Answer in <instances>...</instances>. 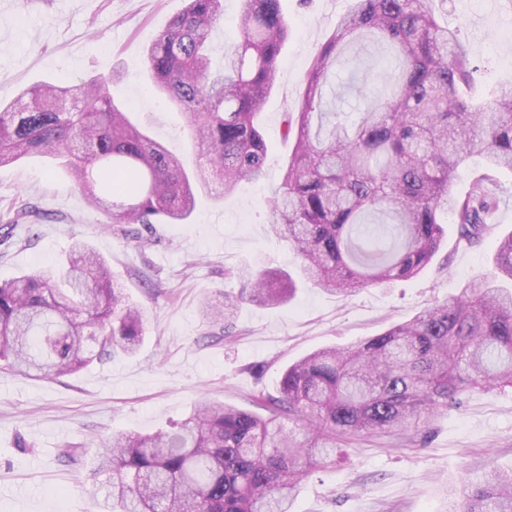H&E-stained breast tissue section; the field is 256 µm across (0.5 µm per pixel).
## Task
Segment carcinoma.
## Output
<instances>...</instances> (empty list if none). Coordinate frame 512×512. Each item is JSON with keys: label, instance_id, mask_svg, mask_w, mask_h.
Returning a JSON list of instances; mask_svg holds the SVG:
<instances>
[{"label": "carcinoma", "instance_id": "carcinoma-1", "mask_svg": "<svg viewBox=\"0 0 512 512\" xmlns=\"http://www.w3.org/2000/svg\"><path fill=\"white\" fill-rule=\"evenodd\" d=\"M435 0H353L302 78L298 109L284 115L293 141L271 229L300 258L297 276L260 269L245 297L291 300L297 280L348 297L412 278L438 252L445 218L468 244L496 236L495 173L512 171V81L489 103L457 30L434 17ZM223 0H186L145 50L154 92L186 118L194 160L179 157L110 94L116 68L81 82L45 83L0 104V165L48 157L109 224L188 220L202 194L216 199L265 175L268 146L257 121L278 72L288 23L281 0H241L239 37L213 64ZM385 45L392 69L357 122L321 111L336 54L356 42ZM487 172L458 196L462 164ZM25 202L8 223L34 224ZM512 233L497 236L490 274L413 318L344 348L288 366L280 396H258L268 415L202 401L170 431L112 434L95 460L107 512H289L298 483L335 460L339 444L429 426L458 397L512 387ZM238 299L205 301L228 322ZM141 308L115 286L82 242L66 259L0 282V365L24 375L71 374L116 349L133 354ZM448 512H512V472L492 471L448 503Z\"/></svg>", "mask_w": 512, "mask_h": 512}]
</instances>
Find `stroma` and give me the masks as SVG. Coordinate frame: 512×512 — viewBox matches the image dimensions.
<instances>
[{"label": "stroma", "instance_id": "1", "mask_svg": "<svg viewBox=\"0 0 512 512\" xmlns=\"http://www.w3.org/2000/svg\"><path fill=\"white\" fill-rule=\"evenodd\" d=\"M350 0H281L289 35L277 82L259 116L267 175L224 200L202 198L181 224H106L68 174L45 158L0 167V281L59 262L74 240L109 264L144 311L138 352L59 377L0 369V512H97L91 472L99 444L115 430L154 433L210 397L257 412L255 396L279 393L283 371L306 354L346 346L412 318L489 274L495 241L460 242L454 223L420 276L341 298L300 285L289 303L241 300L231 335L203 317V299L239 296L241 272L297 273L299 259L270 231L267 200L292 148L279 130L300 103V79ZM185 0H0V102L35 84L86 79L119 66L115 96L173 153L189 149L186 120L153 95L144 51ZM443 20L470 44L485 85L512 78V13L488 0H446ZM480 18V29L471 21ZM386 71L389 55L367 42L336 61L323 109L352 123L362 112L366 69ZM45 213L5 230L11 204ZM64 448L81 462L59 460ZM349 457L316 469L291 512H444L450 494L495 468L512 471V387L461 396L432 425L399 437L349 441Z\"/></svg>", "mask_w": 512, "mask_h": 512}]
</instances>
